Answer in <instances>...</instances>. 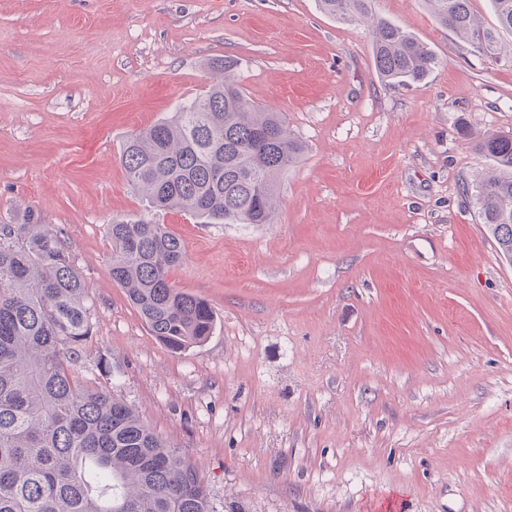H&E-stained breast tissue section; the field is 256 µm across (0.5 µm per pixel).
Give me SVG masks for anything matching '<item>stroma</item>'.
<instances>
[{"label": "stroma", "instance_id": "1", "mask_svg": "<svg viewBox=\"0 0 512 512\" xmlns=\"http://www.w3.org/2000/svg\"><path fill=\"white\" fill-rule=\"evenodd\" d=\"M373 9L437 56L424 81H383L368 30L317 0H0V222L28 205L62 237L91 305L80 378L217 512H512V263L473 200L474 141L512 136V32L495 63L426 0ZM225 57L305 146L272 224L154 211L120 161ZM117 221L182 240L168 278L211 305L206 342L152 335L109 274Z\"/></svg>", "mask_w": 512, "mask_h": 512}]
</instances>
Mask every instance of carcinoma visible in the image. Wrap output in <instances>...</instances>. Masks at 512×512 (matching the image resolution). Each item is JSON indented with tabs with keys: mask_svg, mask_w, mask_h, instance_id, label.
<instances>
[{
	"mask_svg": "<svg viewBox=\"0 0 512 512\" xmlns=\"http://www.w3.org/2000/svg\"><path fill=\"white\" fill-rule=\"evenodd\" d=\"M325 13L365 25L376 69L390 83L416 84L435 54L378 17L371 0H318ZM512 30V0H490ZM440 24L475 52L498 59L497 30L470 0H427ZM219 78L170 118L132 133L121 162L158 212L203 224H272L279 176L302 143L280 113L252 103L235 63L214 59ZM475 150L494 170L476 183L475 204L502 255L512 260V136L484 135ZM0 224V512H214L198 469L144 423L132 406L75 374L92 334L84 281L62 239L29 207ZM109 274L153 335L174 352L212 335L210 304L169 283L185 259L163 224L109 225Z\"/></svg>",
	"mask_w": 512,
	"mask_h": 512,
	"instance_id": "obj_1",
	"label": "carcinoma"
}]
</instances>
